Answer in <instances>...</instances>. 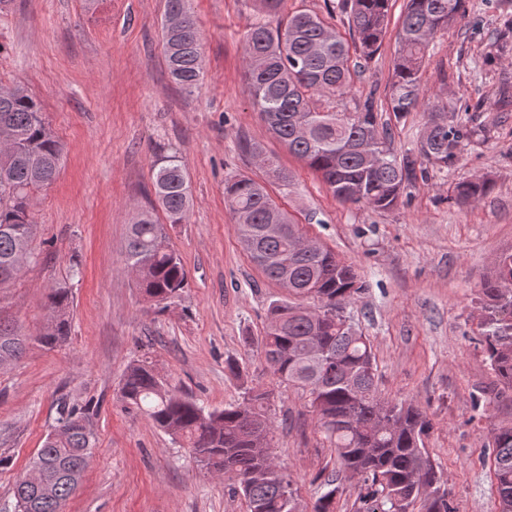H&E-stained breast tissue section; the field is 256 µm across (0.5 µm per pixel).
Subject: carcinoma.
I'll return each mask as SVG.
<instances>
[{
	"instance_id": "cac0c4a2",
	"label": "carcinoma",
	"mask_w": 512,
	"mask_h": 512,
	"mask_svg": "<svg viewBox=\"0 0 512 512\" xmlns=\"http://www.w3.org/2000/svg\"><path fill=\"white\" fill-rule=\"evenodd\" d=\"M263 17L243 39L245 82L257 112L288 153L319 175L343 204L386 212L404 190L425 173L423 163L440 168L455 164L464 143L484 132L480 114L466 122L448 119L447 109L427 98L420 71L429 40L462 14L465 0H406L400 17V48L387 93V109L397 119L425 112L428 121L417 146L401 156L390 148L388 128L379 124L373 97L355 112L336 109V101L354 88L359 60L379 51L388 24L390 0H350L349 37L342 36L315 12L300 11L271 26L282 0H252ZM164 57L172 81L185 90L202 77L201 33L189 0H165L161 21ZM0 129L15 135L0 149V286L16 279L15 261L35 257L37 223L33 192L51 184L64 146L54 135L40 101L19 90L0 92ZM250 152L267 165L282 185L291 176L264 148ZM481 176L454 184L453 198L481 202L493 189ZM153 189L170 224H181L192 196L182 161L163 155L154 162ZM224 200L237 224L251 261L299 302L275 301L261 336L265 361L279 383L303 391L324 438L342 470L360 483L354 512H456L437 466L425 448L433 429L418 405L382 397L370 339L346 315L345 307L363 291L354 267L326 247L297 251L292 238L304 237L303 225L272 199L263 181L237 176L224 184ZM126 270L135 275L145 298L165 304L179 294L187 272L170 247L167 227L154 212L138 213L129 225ZM512 251L499 255L493 275L479 289L482 310L475 343L496 381L475 397L474 406L490 421L488 447L499 512H512V423H495V410L512 402ZM304 299L313 306L301 304ZM71 290L60 283L47 295L50 319L37 336L49 349L65 343L70 330ZM24 339L0 322V366L18 359ZM120 396L153 426L187 442L193 457L232 481L242 492L247 512H302L298 490L271 455L273 425L268 394L245 389L242 401L207 410L178 396L145 360L128 365ZM54 426L30 464L46 466L48 492L16 481L15 512L21 502L32 512H63L78 486L96 445L85 408L62 400ZM314 512H336L340 485L328 482Z\"/></svg>"
}]
</instances>
